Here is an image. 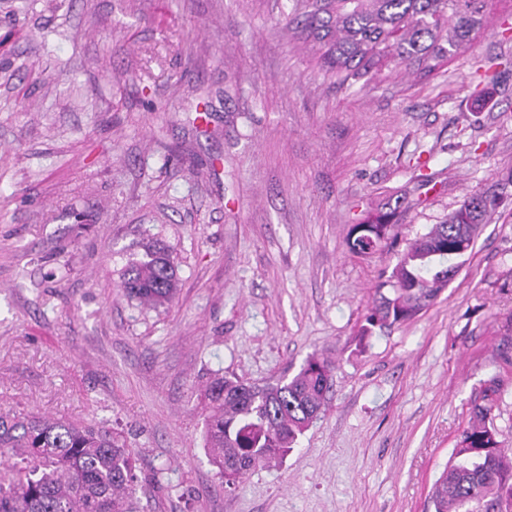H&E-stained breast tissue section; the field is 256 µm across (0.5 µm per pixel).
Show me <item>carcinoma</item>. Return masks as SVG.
Returning <instances> with one entry per match:
<instances>
[{
    "label": "carcinoma",
    "instance_id": "1",
    "mask_svg": "<svg viewBox=\"0 0 512 512\" xmlns=\"http://www.w3.org/2000/svg\"><path fill=\"white\" fill-rule=\"evenodd\" d=\"M285 28L342 82L383 80L404 67L431 74L470 45L485 0H293ZM499 206L474 194L450 219L410 242L377 297L362 333L416 318L467 261L482 225ZM385 214L350 229V252L366 255L389 239ZM177 270L168 248L147 247L125 270V294L153 308L172 301ZM334 365L308 357L299 371L263 388L224 376L204 390L206 449L227 484L284 456L325 406ZM495 390L474 402L453 458L433 483L427 512H512V455L497 440ZM0 512H139L133 450L98 425L39 413L0 414Z\"/></svg>",
    "mask_w": 512,
    "mask_h": 512
}]
</instances>
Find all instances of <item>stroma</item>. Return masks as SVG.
I'll use <instances>...</instances> for the list:
<instances>
[{"instance_id":"obj_1","label":"stroma","mask_w":512,"mask_h":512,"mask_svg":"<svg viewBox=\"0 0 512 512\" xmlns=\"http://www.w3.org/2000/svg\"><path fill=\"white\" fill-rule=\"evenodd\" d=\"M292 6L0 0V411L109 424L141 512H426L491 379L512 448V0L433 76L352 85L287 38ZM493 191L437 300L360 337L406 242ZM378 211L393 243L349 252ZM149 238L179 277L159 309L120 288ZM314 354L325 410L226 487L206 382Z\"/></svg>"}]
</instances>
